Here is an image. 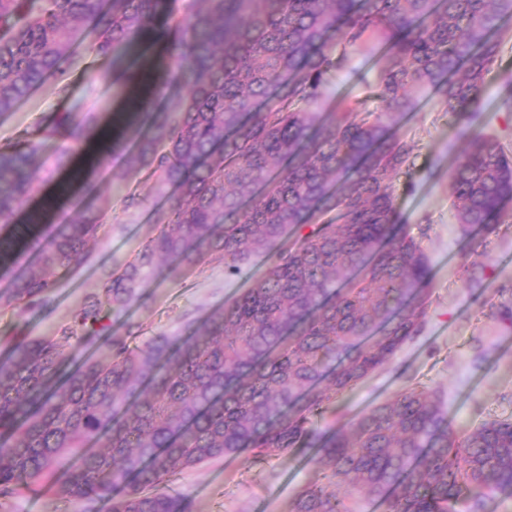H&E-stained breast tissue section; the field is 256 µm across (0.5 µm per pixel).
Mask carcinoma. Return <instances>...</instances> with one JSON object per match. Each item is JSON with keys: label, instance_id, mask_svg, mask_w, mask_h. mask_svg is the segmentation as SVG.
<instances>
[{"label": "carcinoma", "instance_id": "carcinoma-1", "mask_svg": "<svg viewBox=\"0 0 512 512\" xmlns=\"http://www.w3.org/2000/svg\"><path fill=\"white\" fill-rule=\"evenodd\" d=\"M162 0H0V116L53 79L61 99L90 23V50L112 58L126 87V52L155 29ZM512 0H184L167 27L187 92L174 108L137 113V159L177 195L135 257L100 272L62 338L91 348L14 343L0 358V499L41 483L83 512H192L166 488L175 475L230 456L315 450L326 481L292 512H498L512 494V418L458 434L441 400L408 386L331 430L314 427L343 392L388 364L418 335L433 293L422 241L401 224L394 188L415 150L394 129L433 93L465 119L467 148L450 169L453 218L483 237L465 267L484 268L512 203V154L475 122ZM350 50L374 62L381 112L351 100L322 114L329 77ZM172 80L153 71V94ZM96 115L65 108L0 147V221L34 192L47 141L85 144ZM112 200L54 226L39 244L42 209L0 234V272L38 245L37 261L0 291V305L45 300L55 276L84 254ZM266 271L187 336L132 346L128 317L147 299L161 261L168 275L211 262L238 277Z\"/></svg>", "mask_w": 512, "mask_h": 512}]
</instances>
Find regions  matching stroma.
<instances>
[{
    "label": "stroma",
    "mask_w": 512,
    "mask_h": 512,
    "mask_svg": "<svg viewBox=\"0 0 512 512\" xmlns=\"http://www.w3.org/2000/svg\"><path fill=\"white\" fill-rule=\"evenodd\" d=\"M80 62L72 69L68 100H61L53 82H46L0 117V145L14 140L25 129L51 123L64 106L94 109L99 124L116 119L124 100L123 88L114 81L112 60L81 46ZM512 83V20L499 38L498 54L484 76L479 124L512 151V111L502 105L506 84ZM330 89L347 94L360 110L380 109L375 73L362 57L340 63ZM458 120L448 114L441 98L426 96L416 112L400 120V133L416 143L409 169L398 180L395 205L408 231L430 225L423 247L431 263L434 293L427 321L419 335L400 350L391 363L363 384L344 393L316 417L323 430L346 425L359 413L390 400L408 384L434 391L443 401L448 419L457 430L481 422L512 416V323L485 316V302H500V289L512 287V220L499 224L494 248L486 258L480 286L471 285L464 273L469 238L450 216L448 170L465 142L457 135ZM136 146L101 154L90 170L78 171L76 154L66 165L44 161L36 175L39 196L58 200L54 223L77 219L98 207L101 198L124 189L135 192L139 203L131 209L114 206L112 217L82 258L57 283L44 303L28 308L0 307V355L23 338L54 340L61 327L73 322L88 292L98 286L102 267L132 260L137 248L159 230L155 219L168 205V192L158 191L155 180L137 168ZM265 272L254 262L242 276L228 278L218 263L168 277L158 270L150 281L147 305H135L130 317L140 323V341L164 333L181 336L190 323L201 321L225 300L252 287ZM322 473L310 448L256 461L227 457L178 474L172 491L187 495L194 512H291L299 491L320 481ZM81 505L61 499L53 491L34 487L0 499V512H80Z\"/></svg>",
    "instance_id": "obj_1"
}]
</instances>
